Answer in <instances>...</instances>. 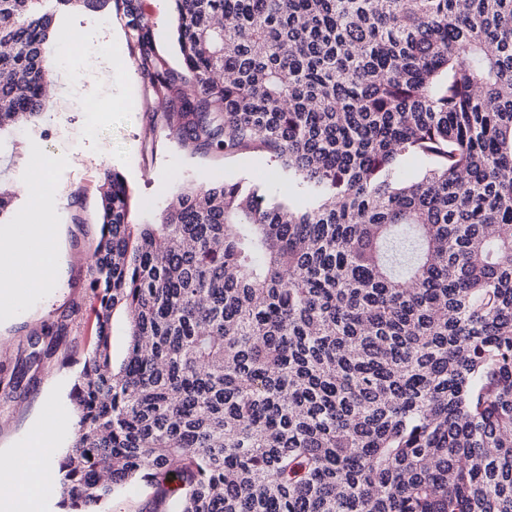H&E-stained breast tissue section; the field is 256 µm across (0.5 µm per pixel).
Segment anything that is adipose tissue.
<instances>
[{"mask_svg":"<svg viewBox=\"0 0 512 512\" xmlns=\"http://www.w3.org/2000/svg\"><path fill=\"white\" fill-rule=\"evenodd\" d=\"M43 176H35L22 184L23 193L29 197L31 204L22 222L23 242L0 240V264H6L13 269L11 277L0 280V294L20 298L25 289L36 288L46 283L45 272L48 268L50 249H37V241L47 236V226L43 219L49 208L51 198L45 192ZM12 475L10 481L0 483V494L12 497L28 492L44 498L50 495L52 489L50 463L40 465V480H32L30 463L26 460L12 459L9 467Z\"/></svg>","mask_w":512,"mask_h":512,"instance_id":"adipose-tissue-1","label":"adipose tissue"}]
</instances>
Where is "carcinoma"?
<instances>
[{
	"label": "carcinoma",
	"mask_w": 512,
	"mask_h": 512,
	"mask_svg": "<svg viewBox=\"0 0 512 512\" xmlns=\"http://www.w3.org/2000/svg\"><path fill=\"white\" fill-rule=\"evenodd\" d=\"M106 2L0 0V130L48 107L55 17ZM173 2L180 72L114 0L169 135L262 150L288 193L133 224L105 170L57 507L512 512V0ZM155 489L144 483L137 484L114 498L110 512H150Z\"/></svg>",
	"instance_id": "obj_1"
}]
</instances>
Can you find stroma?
<instances>
[{
	"label": "stroma",
	"mask_w": 512,
	"mask_h": 512,
	"mask_svg": "<svg viewBox=\"0 0 512 512\" xmlns=\"http://www.w3.org/2000/svg\"><path fill=\"white\" fill-rule=\"evenodd\" d=\"M135 3L151 24L160 53L173 69H181L169 0ZM56 29L71 50L58 71L55 97L29 128L0 130V186L15 194L12 220L0 224V236L18 233L29 205L20 185L31 173L43 171L52 202L47 240L59 260L48 286L31 289L23 306L11 307L0 297V459L27 448L34 465L58 458L69 445L72 375L94 335L96 302L87 263L100 237L104 168L113 167L125 178L133 217L140 222L157 220L182 184L263 173L271 194L284 188L265 153L205 156L166 139L164 118L129 63L125 19L112 4L68 9L57 16ZM86 92L96 97V110L83 106ZM99 140L110 143L109 159L92 155ZM22 143L27 146L23 152L18 149ZM74 150L87 152L83 168L68 164ZM64 315L68 333L52 344L40 367H25L30 336Z\"/></svg>",
	"instance_id": "stroma-1"
}]
</instances>
